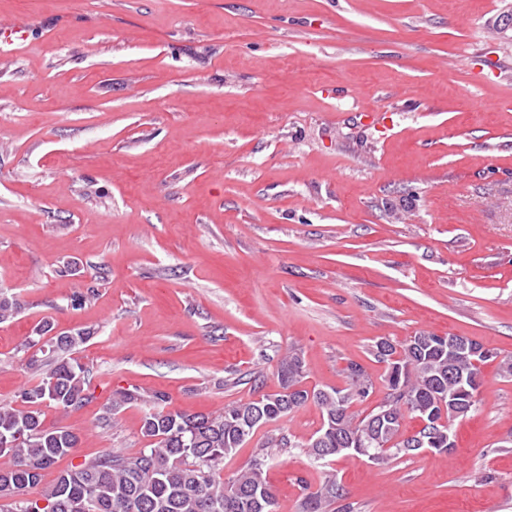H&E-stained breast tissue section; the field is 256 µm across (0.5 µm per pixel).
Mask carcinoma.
<instances>
[{"mask_svg": "<svg viewBox=\"0 0 512 512\" xmlns=\"http://www.w3.org/2000/svg\"><path fill=\"white\" fill-rule=\"evenodd\" d=\"M52 330L51 322H42L23 345L28 366L38 372V380L20 393L24 405L0 406V458L9 461L0 468V499L9 501L11 512H261V499L273 512L276 495L266 463L252 461L231 477L222 476L224 459L261 426L316 405L321 424L308 440L294 444L283 436L262 447L296 446L324 465L350 457L384 464L421 448L448 452L453 423L472 411L479 393H458L459 379L471 378L482 386L481 366L497 357L477 342L467 341L468 349L462 350L453 337L431 333L412 336L397 349L376 350V361L385 365L387 393L363 417L352 405L369 396L373 381L361 364H348L346 388H310L296 353L280 361V390L227 406L218 415L171 409L160 391L118 388L99 424L111 425L122 408L139 401L145 406L140 432L146 447L134 456L112 451L85 460L59 472L52 486L40 490L41 471L72 454L80 441L66 427H44L43 407L67 413L92 398L89 369L78 353L93 332L74 329L51 336ZM406 415L419 421L408 436L400 432ZM342 496L336 475L329 473L305 496L302 512H325Z\"/></svg>", "mask_w": 512, "mask_h": 512, "instance_id": "cac0c4a2", "label": "carcinoma"}]
</instances>
